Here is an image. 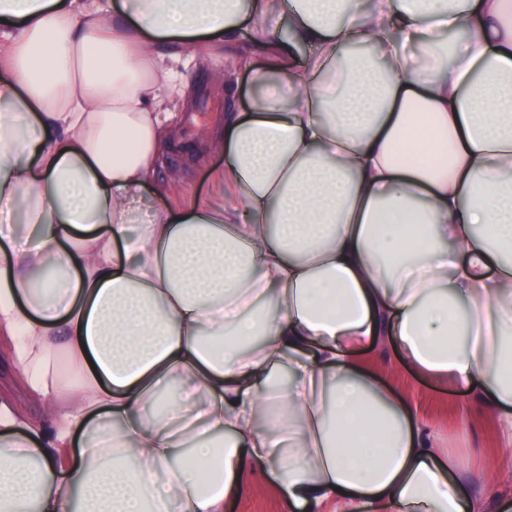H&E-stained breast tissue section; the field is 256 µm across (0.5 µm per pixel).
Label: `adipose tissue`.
I'll return each instance as SVG.
<instances>
[{
  "instance_id": "adipose-tissue-1",
  "label": "adipose tissue",
  "mask_w": 512,
  "mask_h": 512,
  "mask_svg": "<svg viewBox=\"0 0 512 512\" xmlns=\"http://www.w3.org/2000/svg\"><path fill=\"white\" fill-rule=\"evenodd\" d=\"M162 44L238 52L189 207ZM511 246L512 0H0V512H506L358 353L512 439ZM224 512L285 511L280 497L266 482L264 472L254 467L242 475L239 494L224 500Z\"/></svg>"
}]
</instances>
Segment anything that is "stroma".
Wrapping results in <instances>:
<instances>
[{
    "label": "stroma",
    "mask_w": 512,
    "mask_h": 512,
    "mask_svg": "<svg viewBox=\"0 0 512 512\" xmlns=\"http://www.w3.org/2000/svg\"><path fill=\"white\" fill-rule=\"evenodd\" d=\"M183 57L187 62L183 76L196 94L179 126L182 146L168 154L166 163L174 200L189 203L206 195L210 171L222 162L220 156L203 148L202 139L224 126V67L231 52L187 46ZM361 358L413 403L436 446L457 455L463 472L478 475L475 491L495 486L501 492H512V485L500 478L504 468L512 465V443L504 439L494 414L474 411L466 393L444 381L420 378L397 355L368 347ZM224 512H284V508L264 472L255 468L243 474L239 494L225 499Z\"/></svg>",
    "instance_id": "stroma-1"
}]
</instances>
